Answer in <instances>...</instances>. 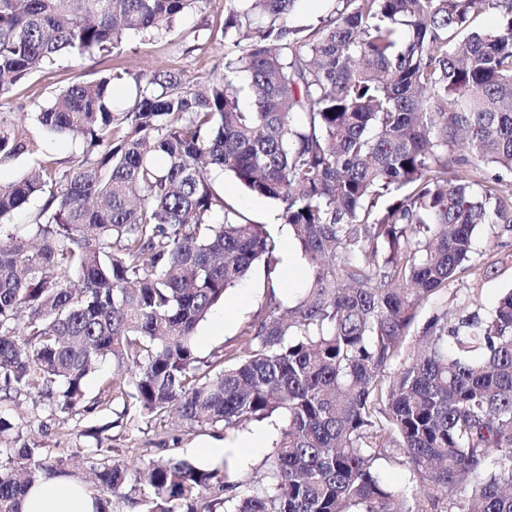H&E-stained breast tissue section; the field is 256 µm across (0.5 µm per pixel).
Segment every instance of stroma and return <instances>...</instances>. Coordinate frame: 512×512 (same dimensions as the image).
I'll use <instances>...</instances> for the list:
<instances>
[{"label": "stroma", "mask_w": 512, "mask_h": 512, "mask_svg": "<svg viewBox=\"0 0 512 512\" xmlns=\"http://www.w3.org/2000/svg\"><path fill=\"white\" fill-rule=\"evenodd\" d=\"M223 26L224 0H200L198 7L168 34L150 41L133 35L106 54L79 61L58 59L21 81L10 98L0 100V112L12 113L14 118L33 124L40 106L75 78L95 80L110 73L121 76L113 87L114 100L121 108L132 102L137 78L159 69L180 73L189 88L203 87L224 71ZM209 177L223 192L225 201L252 222L278 226L282 256L278 284L283 289L297 287L302 265L287 226L278 223L277 205L250 195L231 175L218 169H211ZM493 256L499 264L494 273L484 274L483 269ZM472 264L471 270L449 282L437 302L452 315L467 310L487 317L500 298L512 290V229L504 224L479 225ZM268 291L267 276L260 266L229 289L197 328L193 338L196 356L204 361L219 349L234 354L241 328L252 320ZM0 411L16 420L12 438L17 444H29L62 458L79 481L87 471L86 451L96 446L111 449L113 458L129 463L146 462L165 453L199 463L203 460L202 449L224 437L222 427H192L168 414L117 425L108 404L93 413L71 417L52 413L38 397L22 396L0 401Z\"/></svg>", "instance_id": "35a3bbf8"}]
</instances>
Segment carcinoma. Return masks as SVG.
<instances>
[{"label": "carcinoma", "instance_id": "1", "mask_svg": "<svg viewBox=\"0 0 512 512\" xmlns=\"http://www.w3.org/2000/svg\"><path fill=\"white\" fill-rule=\"evenodd\" d=\"M201 0H0V99L56 58L171 31ZM298 0H224V74L205 90L158 70L114 109L112 78L76 79L30 131L0 112V163L83 140L0 183V382L53 413H175L243 431L276 417L264 474L158 457L135 468L91 448L95 512L129 479L142 512H428L375 462L458 494L454 512H512V292L493 314L419 308L471 269L481 224L512 223V0H334L315 29ZM494 11L490 30L476 15ZM246 88L235 85L239 73ZM464 148L473 160L451 156ZM164 158L160 164L157 158ZM214 166L275 202L306 278L271 290L236 357L201 362L193 336L278 239L224 201ZM40 202L19 232L13 216ZM110 361L101 397L84 387ZM72 476L41 448H0V512ZM45 151L50 159L56 162V166L62 172L73 164L81 153V146L69 137H51L45 141ZM381 477L391 486L405 490L408 496L422 497L424 487L412 481V472L406 459L396 449H390L378 462Z\"/></svg>", "mask_w": 512, "mask_h": 512}]
</instances>
